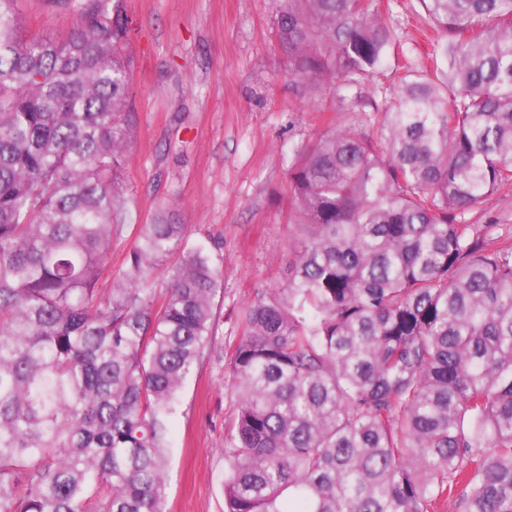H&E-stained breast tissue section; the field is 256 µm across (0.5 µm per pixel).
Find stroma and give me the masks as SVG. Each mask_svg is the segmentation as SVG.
<instances>
[{
    "label": "stroma",
    "mask_w": 512,
    "mask_h": 512,
    "mask_svg": "<svg viewBox=\"0 0 512 512\" xmlns=\"http://www.w3.org/2000/svg\"><path fill=\"white\" fill-rule=\"evenodd\" d=\"M130 22L128 107L136 129L126 168L128 220L112 239L120 269L138 225L157 216L186 241L220 248L224 293L210 361L183 386L170 419L166 512H224V444L236 397L227 384L242 309L286 284L295 230L288 168L297 149L344 127L375 134L399 61L422 58L434 32L419 0H382L397 62L376 80L374 110L354 86L295 82L274 20L278 0H121ZM24 29L66 38L74 15L51 0H18Z\"/></svg>",
    "instance_id": "obj_1"
}]
</instances>
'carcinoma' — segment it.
I'll return each instance as SVG.
<instances>
[{
    "label": "carcinoma",
    "mask_w": 512,
    "mask_h": 512,
    "mask_svg": "<svg viewBox=\"0 0 512 512\" xmlns=\"http://www.w3.org/2000/svg\"><path fill=\"white\" fill-rule=\"evenodd\" d=\"M438 33L372 138L301 146L298 239L230 357L224 512H512V241L465 213L512 186V0H420ZM63 41L0 0V512H165L169 420L209 358L224 256L126 224L129 29L109 0ZM293 78L372 84L377 0H280ZM161 297L147 287L175 251Z\"/></svg>",
    "instance_id": "carcinoma-1"
}]
</instances>
